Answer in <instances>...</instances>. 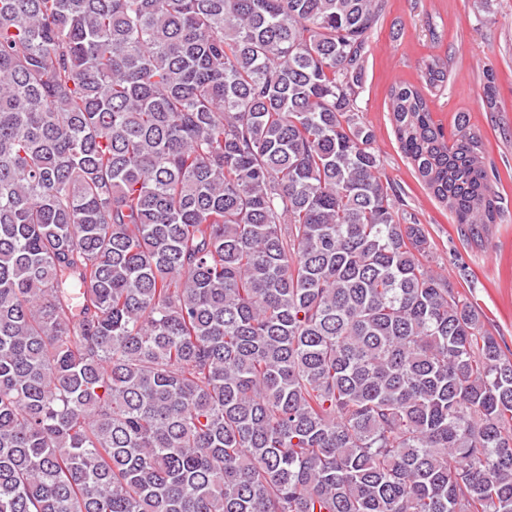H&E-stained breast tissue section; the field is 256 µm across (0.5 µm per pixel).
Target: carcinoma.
Instances as JSON below:
<instances>
[{
	"label": "carcinoma",
	"instance_id": "cac0c4a2",
	"mask_svg": "<svg viewBox=\"0 0 512 512\" xmlns=\"http://www.w3.org/2000/svg\"><path fill=\"white\" fill-rule=\"evenodd\" d=\"M384 3L0 0V512H512V351L359 115ZM423 90L400 149L477 237Z\"/></svg>",
	"mask_w": 512,
	"mask_h": 512
}]
</instances>
